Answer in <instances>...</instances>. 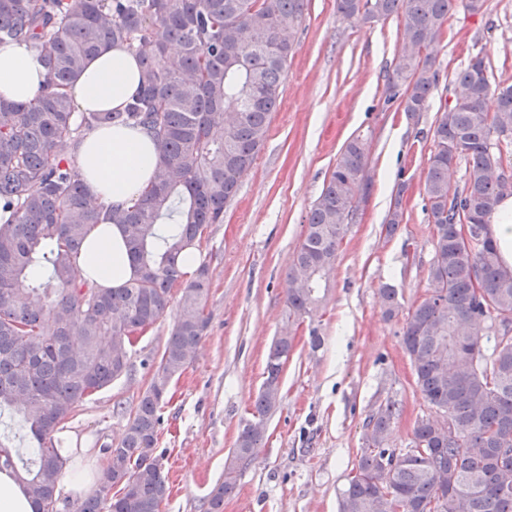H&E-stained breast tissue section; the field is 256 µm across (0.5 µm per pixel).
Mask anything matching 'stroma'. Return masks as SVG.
I'll list each match as a JSON object with an SVG mask.
<instances>
[{"label": "stroma", "mask_w": 512, "mask_h": 512, "mask_svg": "<svg viewBox=\"0 0 512 512\" xmlns=\"http://www.w3.org/2000/svg\"><path fill=\"white\" fill-rule=\"evenodd\" d=\"M400 42L396 17L344 19L335 0H307L265 145L223 223L211 225L198 247L211 276L209 326L162 408L157 450L170 486L162 512H206L252 417L271 341L282 331L294 338L282 399L265 418L263 444L239 469L224 512H338L371 411L387 400L398 403L390 443L400 450L409 448L416 418L427 413L402 329L429 287L433 227L423 193L431 133L439 107L453 99L456 72L471 56H484L492 82L512 83V0H485L477 14L456 8L442 39L426 51L439 83L428 110L415 119L385 102ZM354 137L368 147L370 189L339 249L319 325L323 345L314 351L308 326L288 318V272L310 206ZM401 173L410 184L405 220L390 237L383 225ZM386 283L398 289L401 303L390 319L379 299ZM174 320L167 312L139 335L130 374L94 394L64 425L81 442L85 471H99L103 446L121 437Z\"/></svg>", "instance_id": "1"}]
</instances>
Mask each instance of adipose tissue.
<instances>
[{
  "instance_id": "ef3b65f1",
  "label": "adipose tissue",
  "mask_w": 512,
  "mask_h": 512,
  "mask_svg": "<svg viewBox=\"0 0 512 512\" xmlns=\"http://www.w3.org/2000/svg\"><path fill=\"white\" fill-rule=\"evenodd\" d=\"M47 81L38 52L28 43L0 46V99L28 102ZM135 52L116 45L92 60L67 88L82 112L123 108L137 91ZM73 154L92 201L130 206L150 185L159 155L154 139L138 128L99 127L85 131ZM120 224L97 225L87 236L79 263L90 284L119 288L134 276Z\"/></svg>"
}]
</instances>
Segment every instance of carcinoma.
<instances>
[{"label": "carcinoma", "instance_id": "obj_1", "mask_svg": "<svg viewBox=\"0 0 512 512\" xmlns=\"http://www.w3.org/2000/svg\"><path fill=\"white\" fill-rule=\"evenodd\" d=\"M473 14L484 0H336L344 18L390 16L403 37L388 79V101L410 118L427 111L438 73L422 51L437 42L457 2ZM306 0H0V46L25 41L39 52L48 82L28 103L0 100V410L26 429L24 457L0 437V471L23 486L34 512H57L65 465L59 427L95 392L130 370L137 333L176 307L173 327L149 387L121 439L103 448L95 493L76 512H161L167 475L155 464L167 388L194 359L206 335L209 268L182 281L179 252L224 221L242 174L267 139L272 112L297 44ZM125 44L141 66L138 92L119 112H78L66 88L99 50ZM451 104L432 130L424 182L433 224L430 289L408 313L402 344L432 414L416 419L410 448L390 446L400 415L388 401L369 416L365 444L341 492L339 512H512V268L491 232L465 246L458 225L491 224L512 196V84L491 83L484 58L456 73ZM495 110H486L489 96ZM102 126L141 127L158 143L153 181L129 209L93 204L74 157L64 149ZM465 163L462 184L450 171ZM363 139L348 141L314 200L288 272V317H318L336 271L358 194L366 189ZM386 217L394 234L408 189L398 174ZM178 214L180 231L156 233ZM126 227L136 275L117 289L82 276L76 256L91 229ZM483 285L477 293L475 283ZM394 315L398 291L380 290ZM293 337H276L254 420L239 432L231 459H252L264 418L277 406ZM234 463L207 512H223L236 489Z\"/></svg>", "mask_w": 512, "mask_h": 512}]
</instances>
